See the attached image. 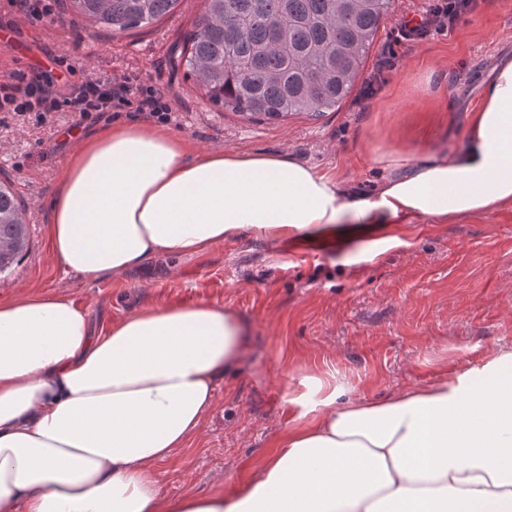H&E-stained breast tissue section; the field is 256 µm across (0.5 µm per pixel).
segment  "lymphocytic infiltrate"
I'll use <instances>...</instances> for the list:
<instances>
[{"label": "lymphocytic infiltrate", "mask_w": 512, "mask_h": 512, "mask_svg": "<svg viewBox=\"0 0 512 512\" xmlns=\"http://www.w3.org/2000/svg\"><path fill=\"white\" fill-rule=\"evenodd\" d=\"M474 7V0H439L424 22L402 25L400 34L409 38L424 34L432 25L453 27L463 13ZM131 104L157 122L165 123L171 118V102L163 91L134 83L127 76L62 84L51 78L28 80L19 74L0 78V112L15 117L32 115L44 122L65 110L70 112L74 127L79 128L88 119H110L113 110Z\"/></svg>", "instance_id": "1"}]
</instances>
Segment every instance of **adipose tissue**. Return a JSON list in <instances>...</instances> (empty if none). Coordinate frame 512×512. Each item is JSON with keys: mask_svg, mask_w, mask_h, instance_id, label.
Listing matches in <instances>:
<instances>
[{"mask_svg": "<svg viewBox=\"0 0 512 512\" xmlns=\"http://www.w3.org/2000/svg\"><path fill=\"white\" fill-rule=\"evenodd\" d=\"M512 204V59L461 146L364 197L286 153L189 156L131 122L82 138L50 207L49 252L93 282L252 233L356 240L359 224H444ZM249 328L209 302L145 307L94 331L63 293L0 298V512H512V349L383 401L289 384L288 427L229 493H166Z\"/></svg>", "mask_w": 512, "mask_h": 512, "instance_id": "1", "label": "adipose tissue"}]
</instances>
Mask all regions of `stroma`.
Segmentation results:
<instances>
[{"instance_id": "obj_1", "label": "stroma", "mask_w": 512, "mask_h": 512, "mask_svg": "<svg viewBox=\"0 0 512 512\" xmlns=\"http://www.w3.org/2000/svg\"><path fill=\"white\" fill-rule=\"evenodd\" d=\"M43 3L26 13L0 0V75L77 82L124 74L172 98L167 128L193 151L287 152L366 194L462 143L497 62L512 56V0H479L454 29L411 41L397 40L399 26L425 17L435 0H392L339 109L255 123L210 110L172 65L202 0H179L172 14L118 36L70 21L60 0ZM385 51L394 65L381 71ZM69 124L63 111L44 123L10 117L0 124V179L11 181L30 229L28 253L0 275V297L67 294L98 330L148 305L206 301L252 328L246 356L220 382L200 435L163 465L170 495L226 493L250 480L288 421L290 377L331 374L344 390L382 400L512 348V205L445 224L369 225L363 243L390 240L371 262L347 261L339 244L244 234L117 277L64 275L47 249V219L78 141Z\"/></svg>"}]
</instances>
